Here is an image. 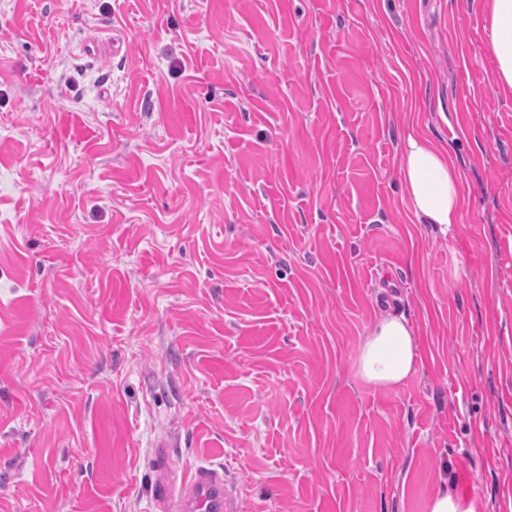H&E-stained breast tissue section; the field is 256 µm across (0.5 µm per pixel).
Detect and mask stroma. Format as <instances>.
<instances>
[{
  "instance_id": "1",
  "label": "stroma",
  "mask_w": 512,
  "mask_h": 512,
  "mask_svg": "<svg viewBox=\"0 0 512 512\" xmlns=\"http://www.w3.org/2000/svg\"><path fill=\"white\" fill-rule=\"evenodd\" d=\"M486 0H0V512H512V95ZM462 173L415 223L408 131ZM401 385L355 375L383 314ZM416 334L404 316L380 319L359 347L357 376L376 388L399 386L419 362ZM167 443L155 448L154 491L152 510L155 512H238L237 495L224 479L222 468L201 465L188 477L177 476L168 465ZM477 500L456 493L453 489L440 488L428 502V512H479Z\"/></svg>"
}]
</instances>
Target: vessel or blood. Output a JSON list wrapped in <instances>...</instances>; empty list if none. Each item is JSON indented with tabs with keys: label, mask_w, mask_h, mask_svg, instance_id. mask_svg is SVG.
<instances>
[{
	"label": "vessel or blood",
	"mask_w": 512,
	"mask_h": 512,
	"mask_svg": "<svg viewBox=\"0 0 512 512\" xmlns=\"http://www.w3.org/2000/svg\"><path fill=\"white\" fill-rule=\"evenodd\" d=\"M153 512H239L238 498L223 471L201 465L177 478L168 465V445L155 448Z\"/></svg>",
	"instance_id": "b4317fda"
}]
</instances>
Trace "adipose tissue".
<instances>
[{"label":"adipose tissue","instance_id":"ef3b65f1","mask_svg":"<svg viewBox=\"0 0 512 512\" xmlns=\"http://www.w3.org/2000/svg\"><path fill=\"white\" fill-rule=\"evenodd\" d=\"M488 44L495 60V83L512 93V0H487ZM398 174L413 215L448 230L462 221V176L447 151L422 134L408 135ZM419 362L415 331L402 316L380 319L359 347L357 376L377 388L405 382Z\"/></svg>","mask_w":512,"mask_h":512}]
</instances>
